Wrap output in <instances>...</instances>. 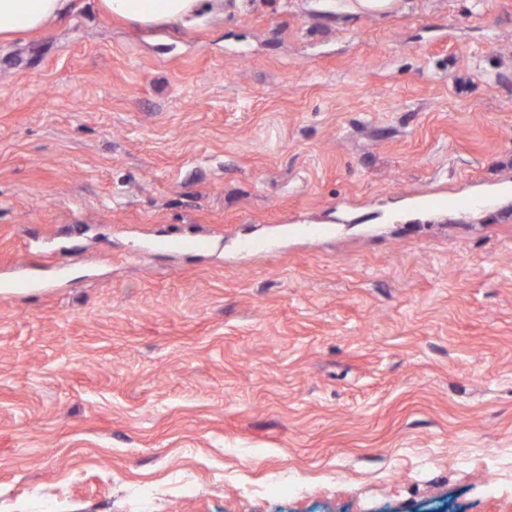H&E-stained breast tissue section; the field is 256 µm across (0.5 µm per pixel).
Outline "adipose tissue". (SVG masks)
Returning a JSON list of instances; mask_svg holds the SVG:
<instances>
[{"instance_id": "adipose-tissue-1", "label": "adipose tissue", "mask_w": 512, "mask_h": 512, "mask_svg": "<svg viewBox=\"0 0 512 512\" xmlns=\"http://www.w3.org/2000/svg\"><path fill=\"white\" fill-rule=\"evenodd\" d=\"M222 0H95L101 14L141 26L192 25L219 13ZM71 0H0V38L37 32L63 18Z\"/></svg>"}]
</instances>
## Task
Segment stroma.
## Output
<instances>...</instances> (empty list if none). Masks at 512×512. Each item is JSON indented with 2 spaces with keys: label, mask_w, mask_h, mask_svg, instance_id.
I'll return each mask as SVG.
<instances>
[{
  "label": "stroma",
  "mask_w": 512,
  "mask_h": 512,
  "mask_svg": "<svg viewBox=\"0 0 512 512\" xmlns=\"http://www.w3.org/2000/svg\"><path fill=\"white\" fill-rule=\"evenodd\" d=\"M354 2L0 40V512H512V0Z\"/></svg>",
  "instance_id": "1"
}]
</instances>
